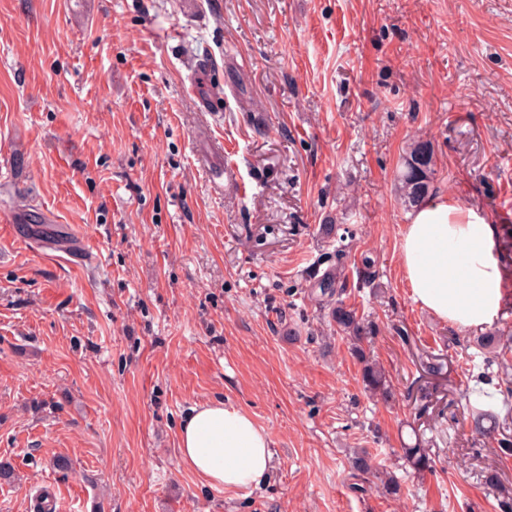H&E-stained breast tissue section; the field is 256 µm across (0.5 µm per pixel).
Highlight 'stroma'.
Wrapping results in <instances>:
<instances>
[{"instance_id": "stroma-1", "label": "stroma", "mask_w": 512, "mask_h": 512, "mask_svg": "<svg viewBox=\"0 0 512 512\" xmlns=\"http://www.w3.org/2000/svg\"><path fill=\"white\" fill-rule=\"evenodd\" d=\"M202 59L223 111L190 93ZM416 140L434 195L499 227L492 324L453 327L406 285ZM33 213L67 242L22 234ZM341 242L344 304L376 327L361 357L310 298ZM511 331L512 0H0V512L43 491L55 512H501L484 470L512 489V412L477 436L460 394L474 340ZM218 400L269 435L261 485L182 464L181 420ZM418 442L432 471L402 458ZM362 448L398 496L353 489ZM364 366L362 369V380L366 388L372 393H380L383 397L389 393V384L385 373L379 368L376 363L370 362L368 359L362 358Z\"/></svg>"}]
</instances>
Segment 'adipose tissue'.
Wrapping results in <instances>:
<instances>
[{
  "mask_svg": "<svg viewBox=\"0 0 512 512\" xmlns=\"http://www.w3.org/2000/svg\"><path fill=\"white\" fill-rule=\"evenodd\" d=\"M490 219L445 197L426 199L405 226L401 264L416 303L468 329L491 324L501 306L502 275ZM182 463L209 486L234 491L271 470L272 443L252 416L232 404L191 407L179 428Z\"/></svg>",
  "mask_w": 512,
  "mask_h": 512,
  "instance_id": "adipose-tissue-1",
  "label": "adipose tissue"
}]
</instances>
